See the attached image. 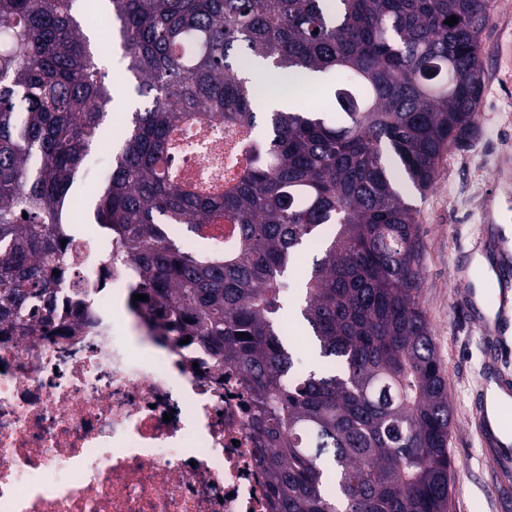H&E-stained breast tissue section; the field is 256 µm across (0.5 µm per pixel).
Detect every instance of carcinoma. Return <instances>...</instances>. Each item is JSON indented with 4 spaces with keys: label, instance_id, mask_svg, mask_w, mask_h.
<instances>
[{
    "label": "carcinoma",
    "instance_id": "obj_1",
    "mask_svg": "<svg viewBox=\"0 0 512 512\" xmlns=\"http://www.w3.org/2000/svg\"><path fill=\"white\" fill-rule=\"evenodd\" d=\"M79 2L0 0V322L46 338L89 322L87 299L53 284L61 241L81 234L66 216L113 100ZM97 8L143 103L93 221L128 249L147 322L238 370L272 512H448L452 411L421 306L420 224L397 177L428 191L444 155L475 137L489 0ZM258 68L321 103L266 108ZM186 125L264 136L237 180L200 185L162 165ZM224 222L239 234L231 250L205 233ZM168 224L197 249L167 239ZM307 249L289 311L288 271ZM290 319L318 367L296 369Z\"/></svg>",
    "mask_w": 512,
    "mask_h": 512
}]
</instances>
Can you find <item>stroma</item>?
<instances>
[{
	"label": "stroma",
	"mask_w": 512,
	"mask_h": 512,
	"mask_svg": "<svg viewBox=\"0 0 512 512\" xmlns=\"http://www.w3.org/2000/svg\"><path fill=\"white\" fill-rule=\"evenodd\" d=\"M490 13L476 137L445 156L426 193L398 185L421 226L422 306L452 409L448 448L457 473L449 512H512V475L504 479L494 469L475 422L487 351L480 308L498 306L499 291L483 288L475 301L469 272L485 249L488 224L512 223V0H490ZM93 38L103 68L120 77L111 110L118 124L129 115L131 88L112 36L98 28Z\"/></svg>",
	"instance_id": "stroma-1"
}]
</instances>
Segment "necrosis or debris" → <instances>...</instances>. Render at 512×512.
<instances>
[{"label":"necrosis or debris","instance_id":"1","mask_svg":"<svg viewBox=\"0 0 512 512\" xmlns=\"http://www.w3.org/2000/svg\"><path fill=\"white\" fill-rule=\"evenodd\" d=\"M171 167L230 178L250 147L186 128ZM64 288L92 298L76 336L0 342V512H270L250 398L237 371L194 344L144 330L129 297L133 269L103 228L69 241Z\"/></svg>","mask_w":512,"mask_h":512}]
</instances>
